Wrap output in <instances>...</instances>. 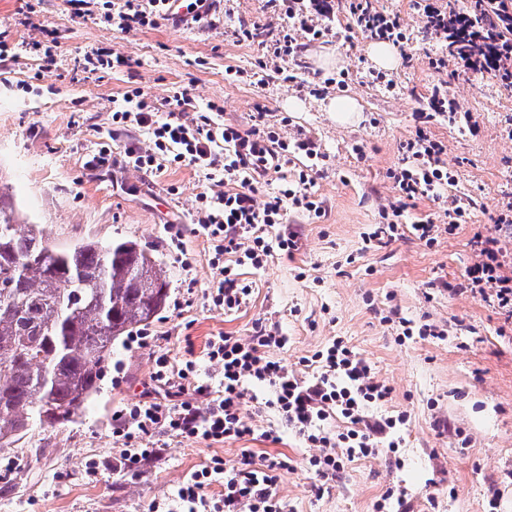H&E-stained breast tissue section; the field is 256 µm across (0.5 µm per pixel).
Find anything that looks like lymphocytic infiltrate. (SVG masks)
I'll use <instances>...</instances> for the list:
<instances>
[{
  "instance_id": "obj_1",
  "label": "lymphocytic infiltrate",
  "mask_w": 512,
  "mask_h": 512,
  "mask_svg": "<svg viewBox=\"0 0 512 512\" xmlns=\"http://www.w3.org/2000/svg\"><path fill=\"white\" fill-rule=\"evenodd\" d=\"M261 4L291 20V29L272 35L266 49L273 57L292 61L305 51L307 43L327 35V22L335 13V0H261ZM344 6L356 27L371 39L397 47L405 42L406 29L397 15L377 11L371 0H344ZM162 13L161 0H124L117 12H104L102 21L124 31L154 25ZM422 16L439 45L438 54L429 60L431 68L443 70L453 59L461 74L485 72L512 88V0H468L466 6L446 11L429 0L422 7ZM164 105L174 113V120L155 119L157 107L141 87L127 90L122 106L112 112V123L146 129L148 146L130 143L117 159L110 147H102L88 166L107 168L118 160L156 174L168 165H189L218 185L217 193L197 198V230L210 241L211 263L220 274L209 293L213 306L227 313L239 311L249 304L253 293L252 285L243 278L244 270H261L273 253L290 256L299 248L298 232L287 226L289 210L321 216L324 206L312 187L313 164L322 160L323 154L313 139L281 136L261 120L247 128L224 123L223 108L215 103L209 104L207 112L194 114V99L185 88L174 91ZM454 109V100L437 87L427 108L417 112L414 132L400 145L402 163L388 173L399 198L390 207V221L375 229L372 240L395 238L409 203L423 198L438 204L436 212L411 226L413 235L426 244L434 243L439 222H446L452 231L468 222L476 204L470 198L448 196L455 179L443 159L444 144L430 131L438 113ZM297 155L306 157L309 164L289 172ZM271 184L275 192L257 200L259 189ZM511 243L510 202L494 216L491 231L475 234L477 259L466 272V288L490 298L512 317V268L505 262ZM286 342L276 327L260 321L250 339L228 333L215 337L208 343L206 355L222 373L216 392L199 381L196 361L174 363L164 355L156 358L154 381L174 389L177 399L137 402L115 413L114 432L125 445L117 471L139 470L159 456V449L142 443L143 436L152 433L213 443L258 434L244 420L245 398L255 386L271 389L273 397L267 400V408L313 449L308 464L320 479L316 493H323L326 482L336 479L346 463L376 455L383 448H398L397 435L407 417L401 413L370 418V410L385 404L391 390L373 380L365 358L343 339H334L304 358V366L312 370L311 378L304 380L267 354L270 347ZM201 396L208 397L207 406L198 404ZM333 416L345 420L344 429L333 432L326 428V421ZM259 434L273 443L278 440L271 429ZM287 467L286 455L259 457L249 448L242 449L230 467L215 456L183 481L172 505L163 509L155 503L151 512H288L278 494L280 473ZM215 484L223 486V493L211 494Z\"/></svg>"
}]
</instances>
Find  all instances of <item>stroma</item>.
Returning a JSON list of instances; mask_svg holds the SVG:
<instances>
[{
	"label": "stroma",
	"instance_id": "obj_1",
	"mask_svg": "<svg viewBox=\"0 0 512 512\" xmlns=\"http://www.w3.org/2000/svg\"><path fill=\"white\" fill-rule=\"evenodd\" d=\"M378 5L399 16L408 37L407 57L386 70V83L371 82V41L342 12L332 34L305 51L306 67L294 81L283 82L281 63L273 60L257 88L225 73L254 71L264 53L235 38L240 22L266 33L287 23L258 0H222L198 22L160 18L127 31L102 23L106 0H90L79 16L65 0H0V32L10 46L0 61V182L58 248L86 239L134 240L170 282L166 306L146 327L148 345L115 343L102 388L86 409L64 425H33L0 453V512H147L151 502L170 503L186 476L212 456L232 465L244 447L291 458L279 492L292 512H374L389 489L406 491L407 512H512V320L481 297L452 289L475 260L478 227L490 225L502 201L512 199V89L487 73L435 72L428 59L437 45L417 0ZM37 43L52 48L53 65L34 51ZM101 47L121 53L128 66L85 69L86 56ZM439 84L459 112L439 118L431 131L445 143L456 176L448 192L476 202L474 219L452 233L439 229L430 246L409 233L377 246L366 235L398 198L386 173L400 163L399 145ZM131 86L157 103L189 89L199 107L223 105L224 122L240 126L263 109L281 135L311 137L326 155L313 187L324 214H290L299 250L274 256L258 271L250 304L234 315L207 297L218 272L205 237L185 233L183 249L194 258L188 270L168 246L167 225L193 222L198 195L211 191L204 175L191 166L148 175L87 165L102 143L116 152L129 139L147 143L139 127L112 129L111 99ZM334 97L357 102L354 121L339 123L326 112ZM470 120L478 134L469 133ZM391 309L436 326L440 337L400 339L393 324L380 320ZM259 320L287 336L286 347L271 354L299 377L311 375L302 358L339 336L369 362L376 380L392 389L373 416L409 417L397 459L381 454L348 463L328 492L315 496L310 449L274 411L252 407L247 421L276 428L279 442L210 444L157 434L153 441L164 454L142 471L87 476V460L109 462L123 448L112 433L113 413L168 395L151 379L156 357L193 358L200 380L218 386L221 376L206 357L209 340L221 333L249 338Z\"/></svg>",
	"mask_w": 512,
	"mask_h": 512
}]
</instances>
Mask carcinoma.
<instances>
[{
    "label": "carcinoma",
    "mask_w": 512,
    "mask_h": 512,
    "mask_svg": "<svg viewBox=\"0 0 512 512\" xmlns=\"http://www.w3.org/2000/svg\"><path fill=\"white\" fill-rule=\"evenodd\" d=\"M0 448L33 423L63 425L105 376L112 344L166 304L169 281L139 244L52 245L0 191Z\"/></svg>",
    "instance_id": "cac0c4a2"
}]
</instances>
